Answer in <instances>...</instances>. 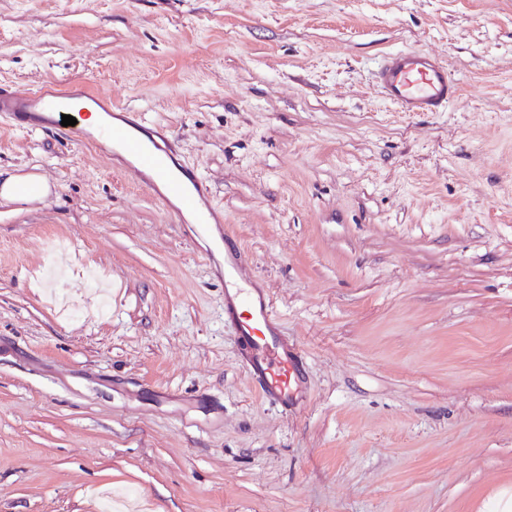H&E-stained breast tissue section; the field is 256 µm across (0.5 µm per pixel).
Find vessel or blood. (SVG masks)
I'll use <instances>...</instances> for the list:
<instances>
[{
  "mask_svg": "<svg viewBox=\"0 0 512 512\" xmlns=\"http://www.w3.org/2000/svg\"><path fill=\"white\" fill-rule=\"evenodd\" d=\"M377 81L385 99L401 112L446 111L460 92L447 66L435 54L424 50L388 54L377 73ZM73 112V97L65 87L46 86L23 94L0 87V122L15 128L41 123L50 126L60 138L92 141L95 133L83 125L62 126L63 116ZM144 160L172 192L180 194L184 207L198 214L200 223H221V214L212 203L207 182L192 167L172 172L149 151L145 152ZM225 307L244 342L245 367L262 397L288 408L301 375V355L289 350L279 336L271 300L253 299L247 290L239 288L226 296Z\"/></svg>",
  "mask_w": 512,
  "mask_h": 512,
  "instance_id": "vessel-or-blood-1",
  "label": "vessel or blood"
}]
</instances>
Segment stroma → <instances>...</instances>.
<instances>
[{"label": "stroma", "instance_id": "35a3bbf8", "mask_svg": "<svg viewBox=\"0 0 512 512\" xmlns=\"http://www.w3.org/2000/svg\"><path fill=\"white\" fill-rule=\"evenodd\" d=\"M429 50L461 84L399 112ZM91 84L175 138L182 224L102 143L0 125V512H493L512 492V0H0V85ZM305 374L265 401L224 269ZM377 81L385 99L399 112H444L460 92L447 66L424 50L388 54ZM144 161L151 165L155 175L167 183L172 192L180 194L183 206L199 215L198 224L223 223L220 212L212 203L207 182L196 175L194 168L183 166L178 174L168 170L163 161L141 144ZM49 185L34 173L11 174L0 182V199L6 202H32L46 197Z\"/></svg>", "mask_w": 512, "mask_h": 512}]
</instances>
